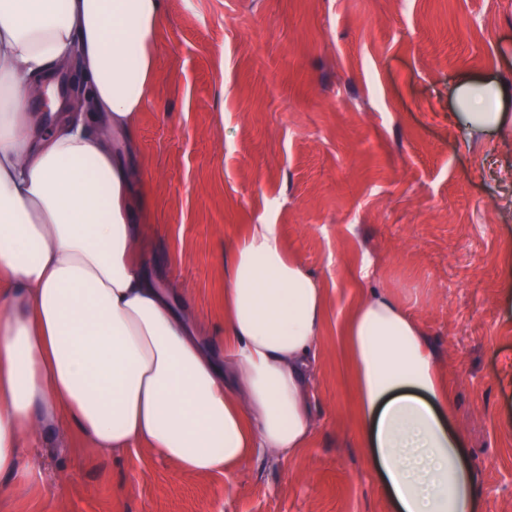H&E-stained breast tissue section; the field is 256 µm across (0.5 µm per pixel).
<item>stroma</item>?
I'll return each instance as SVG.
<instances>
[{
	"label": "stroma",
	"instance_id": "obj_1",
	"mask_svg": "<svg viewBox=\"0 0 512 512\" xmlns=\"http://www.w3.org/2000/svg\"><path fill=\"white\" fill-rule=\"evenodd\" d=\"M499 83L512 85V0H165L132 160L146 257L220 337L225 245L279 225L331 293L316 433L291 461L202 477L57 427L22 454L40 483L0 494V512H390L336 337L369 287L391 289L435 346L487 512H512V126L472 136L456 117L470 89Z\"/></svg>",
	"mask_w": 512,
	"mask_h": 512
}]
</instances>
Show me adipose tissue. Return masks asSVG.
<instances>
[{"label": "adipose tissue", "instance_id": "1", "mask_svg": "<svg viewBox=\"0 0 512 512\" xmlns=\"http://www.w3.org/2000/svg\"><path fill=\"white\" fill-rule=\"evenodd\" d=\"M164 0H0V479L55 422L116 454L137 445L196 476L313 439L328 291L280 227L224 249V342L144 256L127 162L155 74ZM83 106L34 112L71 61ZM370 475L392 512H480L449 423L453 389L423 328L372 288L337 325Z\"/></svg>", "mask_w": 512, "mask_h": 512}]
</instances>
